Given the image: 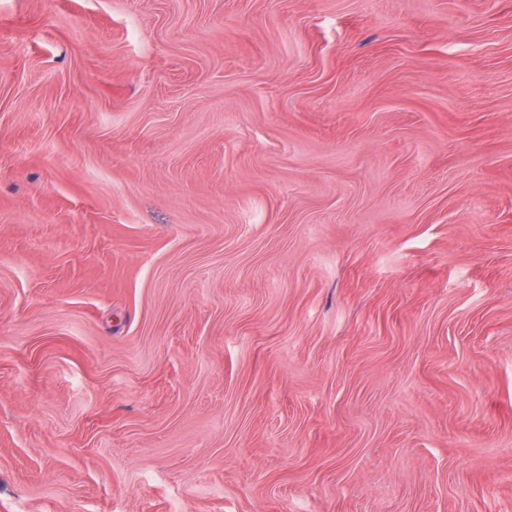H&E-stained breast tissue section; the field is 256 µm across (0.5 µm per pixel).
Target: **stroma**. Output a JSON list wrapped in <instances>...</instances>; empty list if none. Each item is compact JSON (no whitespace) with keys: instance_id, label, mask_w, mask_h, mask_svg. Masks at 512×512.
<instances>
[{"instance_id":"35a3bbf8","label":"stroma","mask_w":512,"mask_h":512,"mask_svg":"<svg viewBox=\"0 0 512 512\" xmlns=\"http://www.w3.org/2000/svg\"><path fill=\"white\" fill-rule=\"evenodd\" d=\"M0 512H512V0H0Z\"/></svg>"}]
</instances>
